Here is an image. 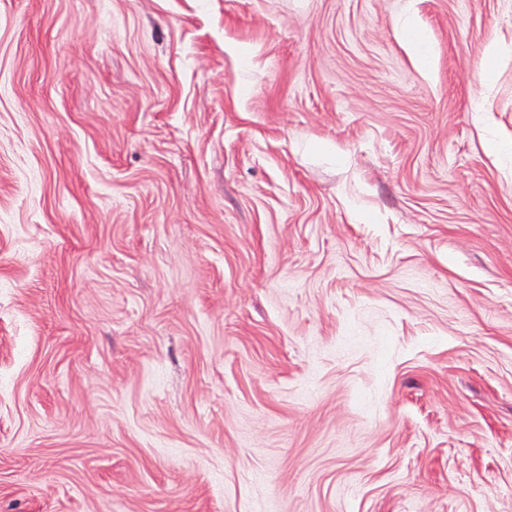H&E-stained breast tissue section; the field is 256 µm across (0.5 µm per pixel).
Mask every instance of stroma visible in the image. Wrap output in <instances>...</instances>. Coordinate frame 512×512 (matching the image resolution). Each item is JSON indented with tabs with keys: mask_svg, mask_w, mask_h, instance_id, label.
Wrapping results in <instances>:
<instances>
[{
	"mask_svg": "<svg viewBox=\"0 0 512 512\" xmlns=\"http://www.w3.org/2000/svg\"><path fill=\"white\" fill-rule=\"evenodd\" d=\"M0 512H512V0H0Z\"/></svg>",
	"mask_w": 512,
	"mask_h": 512,
	"instance_id": "1",
	"label": "stroma"
}]
</instances>
